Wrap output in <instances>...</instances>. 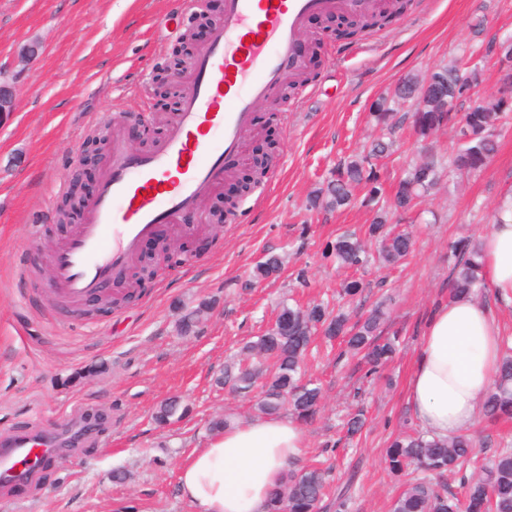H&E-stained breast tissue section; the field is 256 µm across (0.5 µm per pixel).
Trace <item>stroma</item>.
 I'll use <instances>...</instances> for the list:
<instances>
[{
	"label": "stroma",
	"mask_w": 512,
	"mask_h": 512,
	"mask_svg": "<svg viewBox=\"0 0 512 512\" xmlns=\"http://www.w3.org/2000/svg\"><path fill=\"white\" fill-rule=\"evenodd\" d=\"M197 13L183 0H0V79L17 94L16 111L0 122V435L57 428L77 410L107 419L98 443L47 468L25 499L0 487V512H190L179 494V467L210 440L209 419L256 417L251 397L215 379L292 298L330 301L354 319L387 302L385 330L398 334L400 347L379 374L366 377L360 358L337 343L319 344L309 357L307 375L321 384L324 401L304 427L295 465H330L334 485L349 489L346 512H389L399 492L384 451L418 425L406 400L408 377L425 322L448 296V246L481 238L512 190V124L482 171L442 179L415 210L393 214L415 240L401 265L354 271L325 262L324 243L346 231L365 235L373 213L358 197L333 212L308 210L307 200L341 159L380 136L370 105L407 76L478 50L485 54L479 92L497 96L501 74L491 51L512 36V0H418L397 24L361 40L323 34L326 14L310 17L306 33L323 35L322 63L308 70L317 90L283 110L258 107L255 127L279 140L280 155L257 192L240 200L235 220L223 234L209 230L210 212L223 206L227 190L217 184L191 218L203 227L206 251L158 274L123 308L71 314L65 302H51L39 272L71 234L56 224L57 206L74 172L89 189L100 183L108 154L81 164L94 129L123 137L130 115L176 112L185 82L161 98L154 81ZM30 41L41 42L44 53L24 64L17 52ZM396 112L391 153L379 162L384 206L405 169L427 154L447 165L456 147L449 129L416 141L412 102ZM271 253L282 256V270L256 279ZM354 277L364 290L341 303L338 293ZM204 301L209 308L194 333L181 334L180 320ZM176 396L187 408L183 418L156 421L159 405ZM357 411L364 427L350 439L344 423ZM469 434L489 457L512 444V420L482 415ZM116 469L124 482H113Z\"/></svg>",
	"instance_id": "35a3bbf8"
}]
</instances>
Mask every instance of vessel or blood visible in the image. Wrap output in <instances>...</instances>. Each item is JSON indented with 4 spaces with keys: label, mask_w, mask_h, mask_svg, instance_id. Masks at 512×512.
Segmentation results:
<instances>
[{
    "label": "vessel or blood",
    "mask_w": 512,
    "mask_h": 512,
    "mask_svg": "<svg viewBox=\"0 0 512 512\" xmlns=\"http://www.w3.org/2000/svg\"><path fill=\"white\" fill-rule=\"evenodd\" d=\"M383 0H224L200 50L190 87L164 137L145 152L112 139V161L97 195L52 263L65 297L82 300L128 270L142 242L195 213L239 157L257 104L277 98L287 77L305 67L296 42L307 19L331 10L364 14ZM96 430L84 420L69 435L19 430L0 439V484L23 492L45 466L61 464L66 445Z\"/></svg>",
    "instance_id": "1"
}]
</instances>
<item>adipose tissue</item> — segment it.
I'll return each mask as SVG.
<instances>
[{"mask_svg": "<svg viewBox=\"0 0 512 512\" xmlns=\"http://www.w3.org/2000/svg\"><path fill=\"white\" fill-rule=\"evenodd\" d=\"M480 278L492 304L460 297L438 304L422 333L407 399L422 427L447 438L472 427L501 364L505 334L497 311L512 309V193L483 236ZM305 446L298 421L272 416L239 423L194 449L179 490L192 512H266L270 492Z\"/></svg>", "mask_w": 512, "mask_h": 512, "instance_id": "1", "label": "adipose tissue"}]
</instances>
